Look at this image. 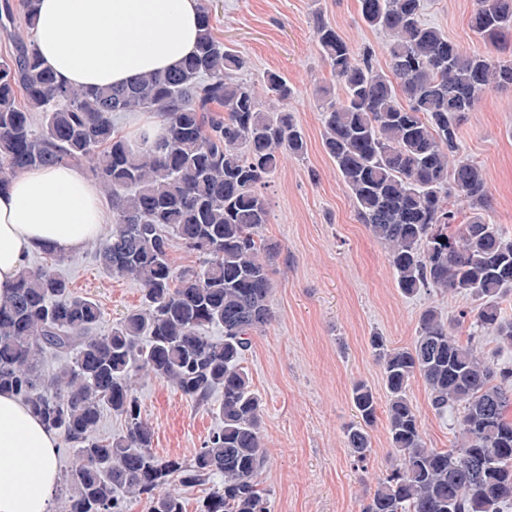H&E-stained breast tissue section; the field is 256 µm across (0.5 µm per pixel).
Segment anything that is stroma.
<instances>
[{
  "mask_svg": "<svg viewBox=\"0 0 512 512\" xmlns=\"http://www.w3.org/2000/svg\"><path fill=\"white\" fill-rule=\"evenodd\" d=\"M214 31L245 57L240 78L260 83L268 71L283 74L295 94L288 103L307 140L304 158H285L266 198L270 219L263 229L275 249L268 263L275 317L254 339L242 362L263 400L262 429L267 463L259 481L269 490L272 512H361L382 473L398 458L389 445L385 411L370 429L372 451L357 465L345 443L355 419L351 389L365 381L378 400L386 393L370 338L409 346L423 310L436 308L453 319L460 342H473L487 361L512 367V345L496 336L470 337L460 311L476 308L470 297L438 288L413 295L397 288L387 251L360 224L351 197L322 147L318 103L335 87L319 54L313 18L324 15L352 46L371 45L386 65L385 33L361 20L359 0H204ZM476 0H423L424 22L445 30L461 48L479 47L470 26ZM466 155L483 168L492 193L493 220L512 236V91L489 92L461 130ZM74 294L94 299L102 311L100 332L139 305L142 291L113 275L96 256L95 242L64 255L55 265ZM417 407L431 448L458 440L459 409L437 414L428 390L413 379L407 391ZM141 415L154 430L157 455L191 458L220 420L209 407H195L163 379L140 376Z\"/></svg>",
  "mask_w": 512,
  "mask_h": 512,
  "instance_id": "obj_1",
  "label": "stroma"
}]
</instances>
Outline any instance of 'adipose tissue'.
Wrapping results in <instances>:
<instances>
[{
  "label": "adipose tissue",
  "mask_w": 512,
  "mask_h": 512,
  "mask_svg": "<svg viewBox=\"0 0 512 512\" xmlns=\"http://www.w3.org/2000/svg\"><path fill=\"white\" fill-rule=\"evenodd\" d=\"M198 0H36L43 67L76 87L121 85L175 67L195 49ZM109 217L100 189L71 166L35 168L0 188V297L32 252L79 251ZM0 512H49L59 481L56 438L13 394L0 393Z\"/></svg>",
  "instance_id": "1"
}]
</instances>
